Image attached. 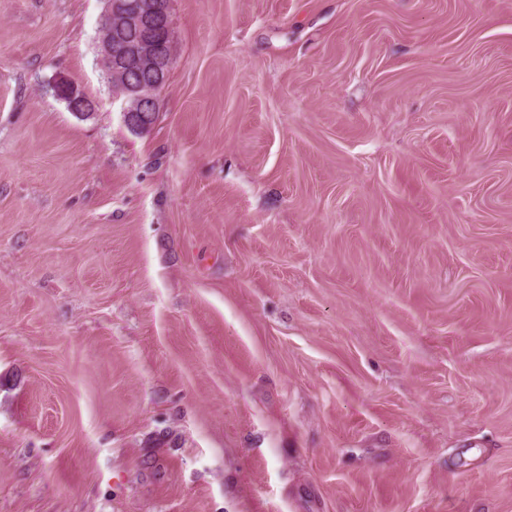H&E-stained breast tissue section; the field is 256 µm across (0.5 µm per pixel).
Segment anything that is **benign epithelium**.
I'll return each mask as SVG.
<instances>
[{
  "instance_id": "benign-epithelium-1",
  "label": "benign epithelium",
  "mask_w": 512,
  "mask_h": 512,
  "mask_svg": "<svg viewBox=\"0 0 512 512\" xmlns=\"http://www.w3.org/2000/svg\"><path fill=\"white\" fill-rule=\"evenodd\" d=\"M121 15L126 26L144 29L143 40L131 47L130 51L139 59L140 66L153 74V85L161 84L168 79L171 64V59L162 53L154 39L152 30V27L164 24L166 10L161 0H134L121 6ZM101 57L111 61V69L105 71L107 80L116 78L123 84L122 114L125 126L135 135L146 133L152 126L153 113L158 109L157 97L143 82L126 73L119 54L112 50L111 43L106 40L101 42ZM68 85L69 82L62 78L55 82L58 92L68 90L63 100L68 103L70 111L81 118L91 115L94 102L69 90Z\"/></svg>"
}]
</instances>
